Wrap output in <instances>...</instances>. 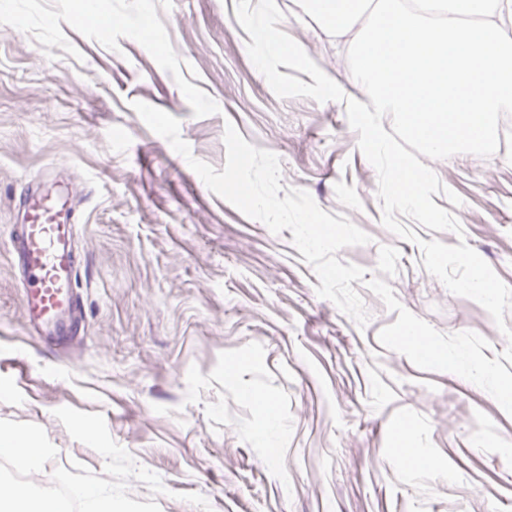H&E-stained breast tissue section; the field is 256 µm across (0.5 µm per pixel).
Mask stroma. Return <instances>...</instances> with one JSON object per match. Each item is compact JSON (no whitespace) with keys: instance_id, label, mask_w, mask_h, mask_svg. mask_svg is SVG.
I'll return each mask as SVG.
<instances>
[{"instance_id":"35a3bbf8","label":"stroma","mask_w":512,"mask_h":512,"mask_svg":"<svg viewBox=\"0 0 512 512\" xmlns=\"http://www.w3.org/2000/svg\"><path fill=\"white\" fill-rule=\"evenodd\" d=\"M86 0H0V419L41 426L57 449L33 482L105 460L55 417L102 414L113 439L167 494L128 483L161 512H512V416L480 387L424 371L379 343L398 315L367 288L358 326L292 244L212 193L133 110L181 122L193 155L223 170L226 123L281 160V184L346 216L369 244L337 254L386 281L439 332L472 331L494 358L507 340L477 302L423 266L382 223L378 176L344 103L278 97L251 62L235 0H103L111 37L77 26ZM281 31L345 94L362 99L347 45L298 0H276ZM167 45L159 52L157 43ZM458 194L434 203L512 286V148L427 162ZM62 177L78 201L80 334L66 349L34 335L9 252L26 188ZM275 413H268V406ZM405 425L431 466L396 451Z\"/></svg>"}]
</instances>
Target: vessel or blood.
<instances>
[{
    "mask_svg": "<svg viewBox=\"0 0 512 512\" xmlns=\"http://www.w3.org/2000/svg\"><path fill=\"white\" fill-rule=\"evenodd\" d=\"M77 214L69 191H31L10 234L13 267L30 329L75 340L80 300L75 247Z\"/></svg>",
    "mask_w": 512,
    "mask_h": 512,
    "instance_id": "1",
    "label": "vessel or blood"
}]
</instances>
